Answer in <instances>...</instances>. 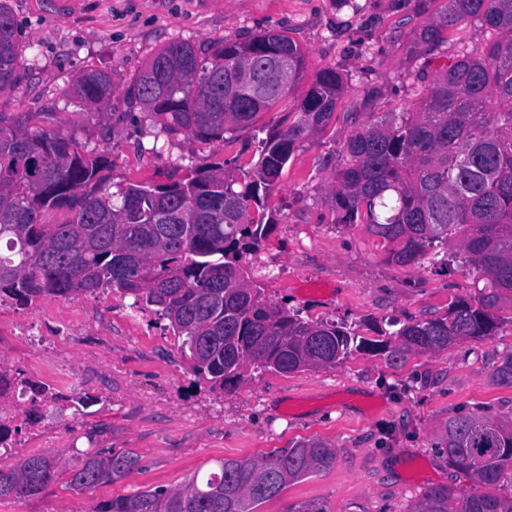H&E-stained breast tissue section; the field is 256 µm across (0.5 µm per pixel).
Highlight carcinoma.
I'll return each instance as SVG.
<instances>
[{"mask_svg": "<svg viewBox=\"0 0 512 512\" xmlns=\"http://www.w3.org/2000/svg\"><path fill=\"white\" fill-rule=\"evenodd\" d=\"M467 21L491 33L483 49L442 69L415 111L354 130L328 198L338 223L364 225L396 264H417L441 246L463 249L489 281L475 301L459 300L443 316L402 326L392 321L395 331L368 338L345 320H306L240 279L241 255L276 224L255 219L252 209L263 207L295 149L327 128L347 92L343 76L325 67L291 103L306 76L307 51L275 30L219 41L204 59L190 43L171 41L132 82L147 119L166 135L222 140L263 112L288 110V125L260 141L247 180L217 165L169 184L108 183L100 173L112 164L109 153L82 152L24 115L0 114V292L21 307L103 290L128 296L136 311L168 320L197 373L221 390L249 370H319L358 351L398 367L412 354L493 335L496 312L512 304V0H447L417 26L412 43L436 56L448 30ZM20 56L14 18L0 0V91L16 82ZM72 92L105 115L112 74L87 71ZM60 210L69 213L66 221L45 222ZM494 379L512 386V351ZM435 450L473 489L429 487L408 512H512V491L477 490L512 471L511 416L457 412ZM335 461L334 446L300 440L260 460H220L184 489L141 491L103 501L94 512H255L287 483ZM138 462L129 451L98 449L70 469L67 486L108 483ZM58 473L55 459L43 455L1 468L0 499L36 497Z\"/></svg>", "mask_w": 512, "mask_h": 512, "instance_id": "cac0c4a2", "label": "carcinoma"}]
</instances>
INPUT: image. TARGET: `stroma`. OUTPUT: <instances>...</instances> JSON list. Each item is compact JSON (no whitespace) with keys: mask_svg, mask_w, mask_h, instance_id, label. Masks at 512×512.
I'll return each instance as SVG.
<instances>
[{"mask_svg":"<svg viewBox=\"0 0 512 512\" xmlns=\"http://www.w3.org/2000/svg\"><path fill=\"white\" fill-rule=\"evenodd\" d=\"M24 48L21 78L0 91V113L27 114L85 151H110L118 183L166 184L224 162L253 169L258 143L282 128L284 109L259 114L229 141L190 133L166 136L128 92L147 60L173 40L199 56L221 40L286 32L307 51V72L333 67L348 90L332 122L298 147L267 199L278 223L258 250L243 256L246 281L311 321L345 320L376 336L388 321L444 315L473 300L485 280L458 249L441 261L391 263L360 224L341 225L328 186L349 134L391 113L409 112L438 70L485 35L466 22L448 33L439 55L411 46L412 32L445 0H8ZM111 72L112 108L101 117L69 95L83 72ZM495 335L439 353L411 356L400 368L352 354L336 366L288 374L255 372L232 389H212L172 333L113 298L111 313L85 296L47 297L37 320L45 348L0 352V361L52 375L57 364L83 375L98 405L66 410L50 456L72 467L87 452L133 451L138 470L82 493L54 481L38 497L0 499V512H92L104 500L185 487L224 459L261 458L316 437L336 448L335 464L292 482L258 512H292L315 503L324 512H407L434 485L472 487L432 445L457 411L512 416V386L492 373L512 350V310L499 312Z\"/></svg>","mask_w":512,"mask_h":512,"instance_id":"1","label":"stroma"}]
</instances>
